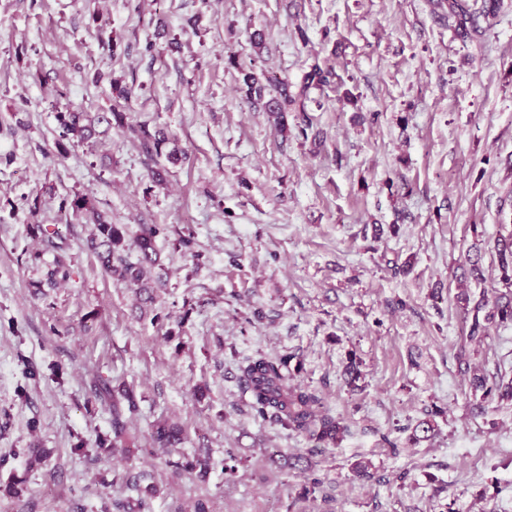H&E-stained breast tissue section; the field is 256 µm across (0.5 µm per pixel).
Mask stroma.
<instances>
[{
  "label": "stroma",
  "mask_w": 512,
  "mask_h": 512,
  "mask_svg": "<svg viewBox=\"0 0 512 512\" xmlns=\"http://www.w3.org/2000/svg\"><path fill=\"white\" fill-rule=\"evenodd\" d=\"M467 2L473 29L438 0H0V512H512V406L473 415L455 357L459 267L493 296L512 232V0ZM250 72L287 84L286 131ZM116 105L124 126L59 146L58 113ZM142 122L181 150L164 183L128 130ZM74 192L129 235L161 225L150 298L101 269L92 225L59 206ZM258 354L291 355V383L348 425L339 443L255 414L238 367ZM469 362L512 377V323ZM96 379L133 384L136 447L105 446ZM162 416L177 447L150 444Z\"/></svg>",
  "instance_id": "obj_1"
}]
</instances>
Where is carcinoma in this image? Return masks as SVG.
Listing matches in <instances>:
<instances>
[{"label":"carcinoma","mask_w":512,"mask_h":512,"mask_svg":"<svg viewBox=\"0 0 512 512\" xmlns=\"http://www.w3.org/2000/svg\"><path fill=\"white\" fill-rule=\"evenodd\" d=\"M247 95L263 98L268 88L252 73L244 75ZM279 96L268 101V109L284 119V105L288 103V86L277 85ZM58 122L61 129L60 138L70 143H84L94 134L95 117L89 112H60ZM138 136L140 149L146 159L154 164L162 156L174 160L179 154L178 148L165 151L168 139L159 134H152L148 125L139 126ZM62 209L84 216L94 225L95 232L90 238V247L97 257L103 270L117 282L127 287L147 288L148 273L157 264L155 238L160 227L144 224L140 233L127 241V229L124 224L112 223V217L100 210L94 198L73 193L64 196L59 204ZM34 230L42 238L46 247L57 253L56 262H62V253L67 244L41 224L34 225ZM499 257L500 282L507 289L493 304H488L485 296L479 297L463 288L456 296L462 304L464 313L471 316V324L467 335L461 337L456 358L464 366V372L470 371L467 360L468 345L485 339L487 324L512 322V233L501 236L496 242ZM294 355L280 357L258 355L247 358L240 366V379L251 395V408L262 419H268L282 428L306 437L315 448H324L342 439L348 428L341 421L323 413V404L319 395L306 387L293 385L288 379V364ZM472 395H480L479 401L473 405L478 414L487 412L488 406L495 403L499 406L512 402V382L495 381L478 373L469 378ZM124 406L112 403V445L125 441L128 437L127 419L139 412L136 394L126 389L122 394ZM150 440L158 448H169L181 440L177 427L165 420H157L152 424Z\"/></svg>","instance_id":"cac0c4a2"}]
</instances>
